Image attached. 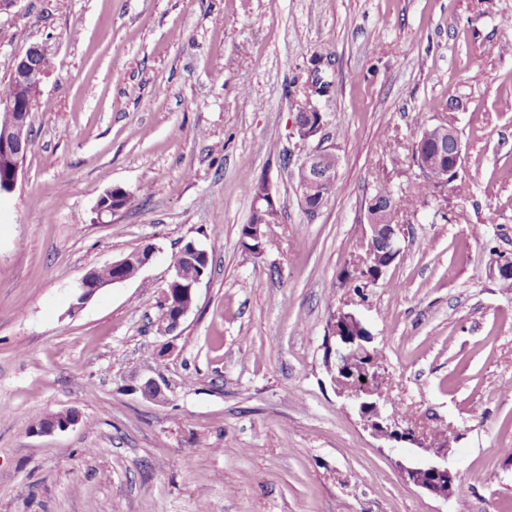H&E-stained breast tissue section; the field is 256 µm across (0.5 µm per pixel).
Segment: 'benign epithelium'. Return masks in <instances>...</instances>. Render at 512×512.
Instances as JSON below:
<instances>
[{
  "label": "benign epithelium",
  "instance_id": "7a95c632",
  "mask_svg": "<svg viewBox=\"0 0 512 512\" xmlns=\"http://www.w3.org/2000/svg\"><path fill=\"white\" fill-rule=\"evenodd\" d=\"M47 57L45 49L40 45L30 46L25 53L17 56L12 68V78L15 83L36 92L47 76V70L41 66V60ZM0 107L9 110V119L0 116V154L11 158L12 167L5 178H0V195L12 193L17 185L19 173L25 156L31 149L27 139L30 124V105L22 101L4 99ZM319 109L313 104L312 96H307L301 107V115L307 119L301 133V140L307 141L315 137L323 127V122H313V114ZM338 159L335 148L320 147L306 155L300 165L301 201L305 207H310L318 193L331 184L337 175ZM379 206L371 202L367 208L369 234L362 243V249L376 252L386 257L396 258L401 253L399 229L392 224H380L378 218ZM156 253V247L149 246L133 251L122 258L104 265L111 272L107 278L100 277L99 269L90 270L75 288V303L72 308L82 307L100 289L110 285L127 282L124 270L130 263L145 267ZM209 254L195 241L185 243L174 258L167 286L162 290L160 304L172 309L164 320L157 323V330L163 335L173 334L180 326L181 320L191 310V306H181L178 300L182 296L196 294L197 286L205 275ZM333 343L329 344L328 353L333 356L330 371L334 381L343 383L339 393L351 398L359 408V413L365 425L375 435H384L396 442L410 441L420 443V437L410 428L402 429L400 424L384 414L389 404L384 395H379L373 387L372 376L379 373L378 365L371 359L372 352L366 347L371 334L364 327L362 320L349 311H339L334 316L330 326ZM359 361V371L366 374V381L359 386H353L345 381L351 373V363ZM79 421L75 410L42 417L41 423L35 427L38 433H51L65 430ZM435 449L436 459L414 468L404 469L405 477L416 487L421 488L443 499L450 498L455 474L448 468V448L437 443L429 444Z\"/></svg>",
  "mask_w": 512,
  "mask_h": 512
}]
</instances>
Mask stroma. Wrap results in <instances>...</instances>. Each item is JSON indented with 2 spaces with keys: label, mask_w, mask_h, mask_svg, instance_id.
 Listing matches in <instances>:
<instances>
[{
  "label": "stroma",
  "mask_w": 512,
  "mask_h": 512,
  "mask_svg": "<svg viewBox=\"0 0 512 512\" xmlns=\"http://www.w3.org/2000/svg\"><path fill=\"white\" fill-rule=\"evenodd\" d=\"M512 0H15L0 79L49 59L32 147L0 197V512H512ZM331 81L324 126L295 129L310 60ZM460 135L456 180L401 204L417 124ZM345 137H338V130ZM332 146L307 212L297 171ZM268 180L281 211L242 245ZM398 200L401 253L351 288L367 205ZM131 202L106 222L112 188ZM210 267L177 331L158 301L180 247ZM138 278L79 310L91 269L148 245ZM372 333L386 415L453 432L444 500L403 470L431 450L366 429L326 363L338 309ZM157 380L165 399L140 390ZM78 423L34 433L43 416ZM261 186H265L264 179L253 180L247 183L245 192L252 200V213L249 220V224H276L279 223L280 210L272 208L267 209L266 204L260 206V211H256L254 204L255 198Z\"/></svg>",
  "instance_id": "35a3bbf8"
}]
</instances>
